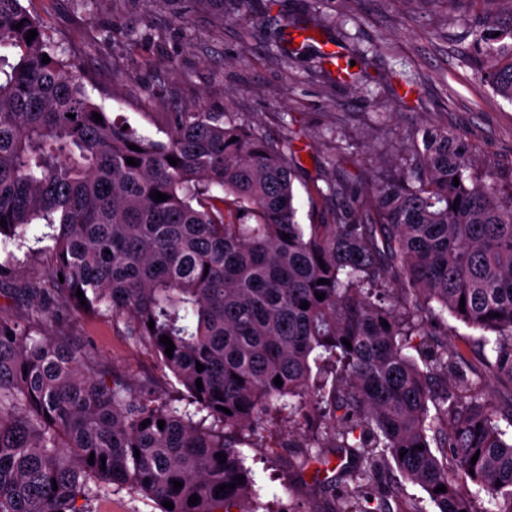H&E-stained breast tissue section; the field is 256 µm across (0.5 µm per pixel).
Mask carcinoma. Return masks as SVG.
Instances as JSON below:
<instances>
[{
    "mask_svg": "<svg viewBox=\"0 0 512 512\" xmlns=\"http://www.w3.org/2000/svg\"><path fill=\"white\" fill-rule=\"evenodd\" d=\"M2 48L12 56L0 54V237L36 220L53 230L47 277L26 288L33 319L122 320L194 410L66 336L1 317L0 512H88L80 501L103 484L160 512H259L239 446L262 439L285 397L304 430L296 466L334 461L341 476L314 480L320 493L338 487L320 512H400L406 482L434 512H476L459 492L468 482L494 504L485 512H512V398L492 401L486 379L512 388V182L477 177L468 144L429 126L412 134L409 164L368 194L314 185L315 197L349 204L299 224L302 163L288 139L226 112H175L165 140L123 129L23 0H0ZM489 54L507 63L481 76L512 102V27L493 47L474 39L465 56ZM445 313L481 331V366L417 324Z\"/></svg>",
    "mask_w": 512,
    "mask_h": 512,
    "instance_id": "carcinoma-1",
    "label": "carcinoma"
}]
</instances>
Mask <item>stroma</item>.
Returning a JSON list of instances; mask_svg holds the SVG:
<instances>
[{
	"label": "stroma",
	"mask_w": 512,
	"mask_h": 512,
	"mask_svg": "<svg viewBox=\"0 0 512 512\" xmlns=\"http://www.w3.org/2000/svg\"><path fill=\"white\" fill-rule=\"evenodd\" d=\"M51 32L57 52L75 56L90 96L138 134L165 138L171 112H234L257 120L272 139L290 135L312 166L294 181L297 219L322 223L344 199L310 201L308 192L335 144L347 145L333 174L366 192L382 172L405 164L411 129L448 128L470 147L481 177H512V102L497 95L463 53L475 35L491 38L485 16L501 27L512 13L483 0H252L248 9L220 14L206 0H24ZM333 20L321 38L292 56L274 42L276 30L303 20L305 10ZM355 62L339 80L321 57L322 44ZM389 115L379 123L378 113ZM41 224L0 241V263L17 277L0 286V317L24 320L25 285L45 278L50 241ZM37 332L65 331L131 384L151 381L171 399L184 388L156 357L111 316L77 312L40 323ZM288 413L271 408L267 433L274 452L242 446L261 502L270 512H318L312 472L290 468ZM89 512H158L153 501L103 489Z\"/></svg>",
	"instance_id": "35a3bbf8"
}]
</instances>
